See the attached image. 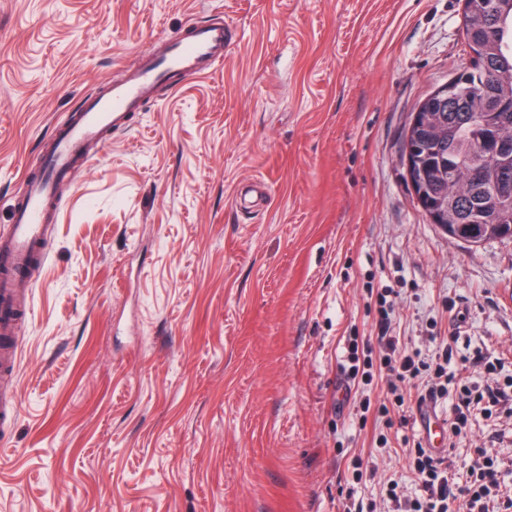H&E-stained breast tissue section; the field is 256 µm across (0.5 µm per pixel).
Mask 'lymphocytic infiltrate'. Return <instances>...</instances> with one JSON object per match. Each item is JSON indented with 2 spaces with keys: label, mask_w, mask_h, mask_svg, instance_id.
<instances>
[{
  "label": "lymphocytic infiltrate",
  "mask_w": 512,
  "mask_h": 512,
  "mask_svg": "<svg viewBox=\"0 0 512 512\" xmlns=\"http://www.w3.org/2000/svg\"><path fill=\"white\" fill-rule=\"evenodd\" d=\"M377 342L380 360L391 382L390 404H379L377 415L386 427L406 425L425 403L451 400L448 437L456 439L466 431L477 413H506L512 416V377L467 385L459 378L460 368L481 364L489 371L501 367L502 360L494 351L477 347L470 351H454L447 337H439L433 353L402 343L397 336L391 315L394 303L380 295ZM411 385L414 401H406L403 385ZM408 464L416 476L420 493L408 498L398 492V481H391L385 512H512V461H504L491 448L474 449L466 472H458L452 452L437 454L422 441H412L407 450Z\"/></svg>",
  "instance_id": "obj_1"
}]
</instances>
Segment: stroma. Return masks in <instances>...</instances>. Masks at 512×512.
Instances as JSON below:
<instances>
[{
  "instance_id": "obj_1",
  "label": "stroma",
  "mask_w": 512,
  "mask_h": 512,
  "mask_svg": "<svg viewBox=\"0 0 512 512\" xmlns=\"http://www.w3.org/2000/svg\"><path fill=\"white\" fill-rule=\"evenodd\" d=\"M463 0H0V231L49 140L167 37L223 21L209 75L89 144L19 293L0 512H339L418 492L403 434L338 391L396 293L402 342L512 362V239L431 224L405 178L420 100L469 66ZM267 202L236 204L259 181ZM453 308H446V301ZM496 419L456 441L495 448ZM372 474L352 483L355 461Z\"/></svg>"
}]
</instances>
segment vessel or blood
<instances>
[{"label":"vessel or blood","mask_w":512,"mask_h":512,"mask_svg":"<svg viewBox=\"0 0 512 512\" xmlns=\"http://www.w3.org/2000/svg\"><path fill=\"white\" fill-rule=\"evenodd\" d=\"M231 39L221 23L167 38L162 51L141 56L123 80L109 85L74 121L58 130L42 174L27 181L10 231L0 237V307L14 296L30 268L47 224L55 219L52 200L59 182L71 173L85 145L103 130L123 127L127 114L150 100L159 83L179 86L220 62Z\"/></svg>","instance_id":"vessel-or-blood-1"}]
</instances>
